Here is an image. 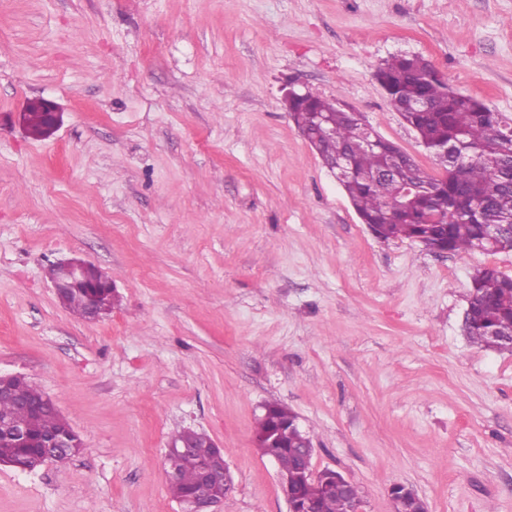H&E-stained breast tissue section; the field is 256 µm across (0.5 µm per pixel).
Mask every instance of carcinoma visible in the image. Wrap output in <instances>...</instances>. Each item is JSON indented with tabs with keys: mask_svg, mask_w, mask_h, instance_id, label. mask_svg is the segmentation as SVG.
Masks as SVG:
<instances>
[{
	"mask_svg": "<svg viewBox=\"0 0 512 512\" xmlns=\"http://www.w3.org/2000/svg\"><path fill=\"white\" fill-rule=\"evenodd\" d=\"M419 56L397 55L374 77L392 107L418 135L425 150L443 170L439 179L424 171L394 143L367 142L362 116L310 90L288 101L286 110L336 176L362 223L380 240L410 239L436 252L512 250V117L490 110L478 100L455 92L428 75ZM422 190L407 198L401 185ZM112 309L117 295L107 288L77 283L66 289L64 306L88 317L91 298ZM464 331L472 342L512 351V276L485 266L472 276ZM42 393L22 376L0 394V417L25 425L32 442L20 447L8 440L0 446V463L13 468L37 467L42 449L37 439L63 435L75 444L61 461L82 451L58 413L41 406ZM257 419L256 437L278 434L279 445L262 448L275 456L290 478L288 493L298 512H347V497L307 475L292 451L298 437L284 425L287 410L277 403ZM204 459L186 461L172 497L205 502L224 495V486L200 481Z\"/></svg>",
	"mask_w": 512,
	"mask_h": 512,
	"instance_id": "carcinoma-1",
	"label": "carcinoma"
}]
</instances>
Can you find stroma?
Returning a JSON list of instances; mask_svg holds the SVG:
<instances>
[{"label": "stroma", "mask_w": 512, "mask_h": 512, "mask_svg": "<svg viewBox=\"0 0 512 512\" xmlns=\"http://www.w3.org/2000/svg\"><path fill=\"white\" fill-rule=\"evenodd\" d=\"M400 54L512 114V0H0V373L83 441L0 466V512H182L165 453L187 427L224 450L218 512H289L267 402L364 512H395L396 484L512 512V352L462 330L475 270L512 275V251L375 239L282 103L337 101L440 176L374 79ZM35 99L62 114L40 140ZM70 258L111 276L108 317L59 302ZM31 106L37 107L41 112L44 113L46 118V124L48 133L51 135L58 128L61 121V113L57 112L55 106L46 100H35L27 103L24 112L21 113L23 124L27 126L26 117L28 115V108ZM41 112H31L28 116V131L30 135L37 139L45 138L42 135L41 127L44 123V117Z\"/></svg>", "instance_id": "obj_1"}]
</instances>
